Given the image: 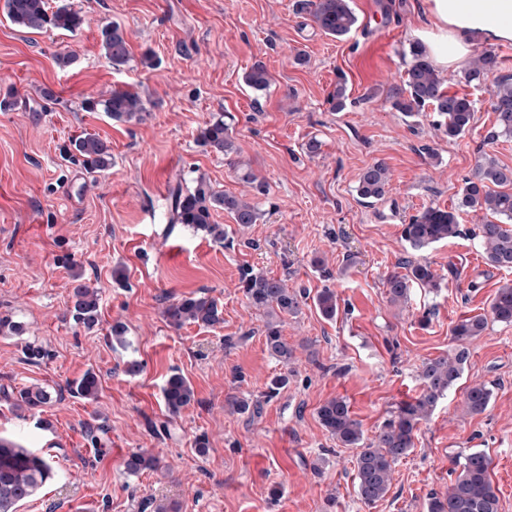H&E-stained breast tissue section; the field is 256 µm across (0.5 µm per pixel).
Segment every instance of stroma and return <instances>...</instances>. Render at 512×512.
<instances>
[{"mask_svg":"<svg viewBox=\"0 0 512 512\" xmlns=\"http://www.w3.org/2000/svg\"><path fill=\"white\" fill-rule=\"evenodd\" d=\"M64 1L84 18L77 33H32L0 13V97L12 98L0 111V317L17 326L0 332V389L55 394L33 413L0 396V436L58 462L17 512H153L164 500L181 512H426L429 495L446 492L473 450L491 461L499 512H512V325L490 320L470 342L461 380L419 424L388 494L372 506L356 495L355 449L317 417L325 401L344 398L365 439H374L390 411L419 394L423 361L452 354V327L488 316L497 289L512 282V271L490 266L473 237L482 212L461 214L462 235L419 252L401 237L424 207L455 208L481 156L512 167V137L486 140L493 78L468 83L463 68L440 69L449 90L475 108L470 130L454 140L438 129L432 107L413 117L394 108L411 45L434 31L427 0H351L357 23L340 39L321 32L298 0L50 3ZM110 22L125 30L131 53L118 70L99 46ZM64 53L74 57L66 68L57 63ZM146 53L155 68L141 66ZM257 63L273 78L264 92L243 80ZM340 77L348 100L338 111L331 96ZM115 89L139 92L144 120L83 109L85 98ZM219 115L236 158L198 141ZM83 133L110 146L108 170L88 173L71 157V141ZM378 160L389 186L368 204L355 186ZM239 162L264 181V193L240 180ZM200 178L260 210L245 227L214 212L233 247L170 221L174 189H193ZM151 210L159 223H144ZM421 257L441 276V290L416 287L408 304L392 305L386 275ZM245 266L307 292L284 327L290 366L265 349V317L238 289ZM116 267L126 284L113 280ZM80 281L100 295L101 319L90 329L69 313ZM327 286L338 295L333 320L314 306ZM199 292L218 300L223 322L169 327L164 308ZM116 324L123 340L112 336ZM30 343L43 358H27ZM133 361L135 374L127 371ZM89 371L101 382L98 398L71 396L70 384ZM174 373L195 393L175 415L162 400ZM282 373L287 387L260 414L228 411V397L260 400ZM478 383L491 389V402L471 416L465 392ZM90 426L100 428L98 442L86 436ZM135 451L156 456L158 470L128 475Z\"/></svg>","mask_w":512,"mask_h":512,"instance_id":"stroma-1","label":"stroma"}]
</instances>
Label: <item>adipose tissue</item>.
Masks as SVG:
<instances>
[{"mask_svg": "<svg viewBox=\"0 0 512 512\" xmlns=\"http://www.w3.org/2000/svg\"><path fill=\"white\" fill-rule=\"evenodd\" d=\"M431 13L438 31L425 44L443 67L463 61L474 40L512 42V0H431Z\"/></svg>", "mask_w": 512, "mask_h": 512, "instance_id": "obj_1", "label": "adipose tissue"}]
</instances>
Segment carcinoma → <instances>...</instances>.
<instances>
[{
    "mask_svg": "<svg viewBox=\"0 0 512 512\" xmlns=\"http://www.w3.org/2000/svg\"><path fill=\"white\" fill-rule=\"evenodd\" d=\"M316 26L325 34L340 38L351 32L357 18L349 0H301ZM4 11L15 26L30 31L76 32L83 24L80 12L68 4L51 8L49 0H5ZM100 49L114 69L130 61V52L124 29L109 23L100 31ZM412 60L405 71L407 96L395 100L393 107L412 117L425 106L433 107L437 126L448 139L454 140L469 130L474 116V105L465 95L450 92L434 66L427 60L419 46L410 49ZM498 67L497 57L485 52L473 60L464 72V79L471 83L481 81ZM267 69L257 64L244 75V82L254 91L263 92L271 85ZM84 106L90 111L102 110L119 122L139 120L146 111L141 95L130 90H116L99 98H88ZM490 107L495 114L493 131L488 139L512 137V75L496 79L490 93ZM198 141L210 151L229 155L233 151L232 132L223 116L212 118L200 130ZM75 156L92 172H102L112 166L109 146L93 134H83L71 141ZM389 184L388 168L382 162L367 166L360 174L357 193L365 200H380ZM223 209L240 225L257 223L259 212L249 201L215 191L204 179H199L194 189L173 196L170 222L205 234L210 239L230 244L224 225L212 221V212ZM458 209L483 211L484 223L477 225L478 239L487 260L496 268L512 270V168L500 165L490 157H483L476 164L471 177L464 182ZM458 216L453 211L428 206L412 216L403 225L402 238L420 251L435 243L459 237ZM441 287L440 277L425 260L410 261L406 273L393 272L386 279L389 302L405 304L413 287ZM239 288L250 308L266 317L264 330L265 348L275 361L288 365L293 349L284 336L283 328L290 316L301 310L305 293L286 287L284 280L276 279L252 268L241 270ZM319 314L327 319L336 318L339 311L336 292L324 288L315 297ZM72 319L88 327L96 325L99 315V292L81 284L73 293L70 309ZM490 315L496 322L512 324V283L498 288L490 304ZM163 316L172 328L179 329L188 322L214 326L223 322L218 302L206 293L182 297L168 304ZM487 328V318H465L452 328L458 347L450 355L430 359L419 371L421 392L384 421L378 434L365 442L361 424L349 409L347 402L334 398L318 409V417L325 430L346 448L357 449L354 457V480L359 500L373 505L385 497L390 489L393 468L414 448L418 425L428 419L439 401L460 380L470 357L465 343L482 335ZM100 382L96 374L86 373L70 385V392L85 399L98 396ZM169 413L177 414L194 399L190 382L182 375H170L162 389ZM491 389L484 383L468 388L466 409L471 414L484 413L491 401ZM52 393L43 387L20 390L13 406L19 409L38 410L51 402ZM159 468L158 460L143 452H134L125 461L126 472L138 475L145 470ZM56 472L54 456L39 453L9 440L0 438V512H17L18 505L32 498ZM498 496L490 478V459L481 450L464 456L460 471L442 495H430L427 512H498Z\"/></svg>",
    "mask_w": 512,
    "mask_h": 512,
    "instance_id": "cac0c4a2",
    "label": "carcinoma"
}]
</instances>
